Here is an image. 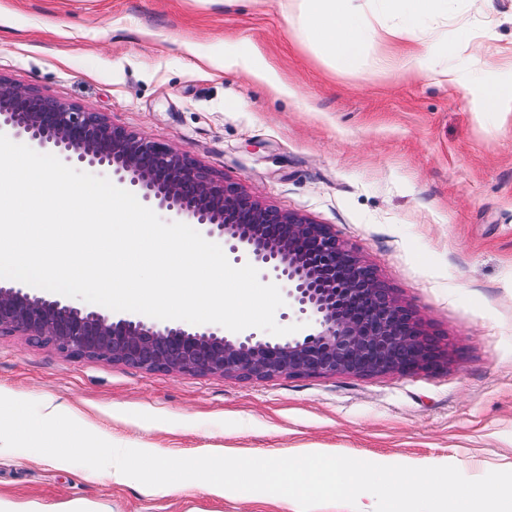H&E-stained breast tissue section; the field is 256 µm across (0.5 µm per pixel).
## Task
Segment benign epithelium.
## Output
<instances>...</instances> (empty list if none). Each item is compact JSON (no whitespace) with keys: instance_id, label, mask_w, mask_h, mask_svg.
I'll return each mask as SVG.
<instances>
[{"instance_id":"obj_1","label":"benign epithelium","mask_w":512,"mask_h":512,"mask_svg":"<svg viewBox=\"0 0 512 512\" xmlns=\"http://www.w3.org/2000/svg\"><path fill=\"white\" fill-rule=\"evenodd\" d=\"M99 166L178 220L218 235L273 277L313 332L284 341L159 324L0 283V335L17 333L76 358L148 372L265 379L371 377L440 369L445 353L417 314L326 224L262 204L186 153L173 151L0 76V129Z\"/></svg>"}]
</instances>
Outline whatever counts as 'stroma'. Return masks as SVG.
Wrapping results in <instances>:
<instances>
[{"instance_id": "1", "label": "stroma", "mask_w": 512, "mask_h": 512, "mask_svg": "<svg viewBox=\"0 0 512 512\" xmlns=\"http://www.w3.org/2000/svg\"><path fill=\"white\" fill-rule=\"evenodd\" d=\"M454 0L449 64L512 61V0ZM298 0H0V76L172 150L263 204L329 225L448 349L437 371L242 380L76 360L0 335V392L55 403L127 448L512 470V112L446 76L334 67L296 37ZM493 37H486L487 29ZM272 68L278 86L225 54ZM487 71V78L495 73ZM0 512H292L277 495H162L0 451Z\"/></svg>"}]
</instances>
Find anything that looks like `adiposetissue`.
<instances>
[{"mask_svg": "<svg viewBox=\"0 0 512 512\" xmlns=\"http://www.w3.org/2000/svg\"><path fill=\"white\" fill-rule=\"evenodd\" d=\"M299 35L316 44L338 69L355 70L368 42L381 39L404 46L399 56H385L383 66H400L417 76L445 72L450 85L478 86L474 109L512 112V74L480 82L478 71L447 64L446 45L432 29L447 16L452 0H300Z\"/></svg>", "mask_w": 512, "mask_h": 512, "instance_id": "1", "label": "adipose tissue"}]
</instances>
